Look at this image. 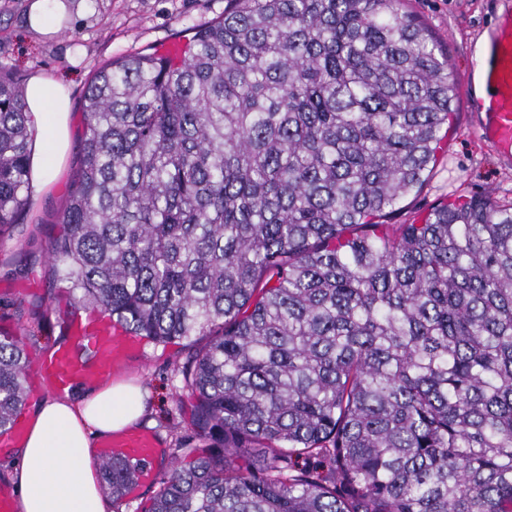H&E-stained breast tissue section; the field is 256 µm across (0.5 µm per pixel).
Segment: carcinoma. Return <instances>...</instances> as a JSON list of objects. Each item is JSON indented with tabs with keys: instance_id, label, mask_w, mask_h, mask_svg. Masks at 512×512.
<instances>
[{
	"instance_id": "carcinoma-1",
	"label": "carcinoma",
	"mask_w": 512,
	"mask_h": 512,
	"mask_svg": "<svg viewBox=\"0 0 512 512\" xmlns=\"http://www.w3.org/2000/svg\"><path fill=\"white\" fill-rule=\"evenodd\" d=\"M403 2L230 0L182 61L90 82L48 279L184 344L188 425L224 448L177 457L143 512H512V203L383 223L457 102ZM32 141L0 71V236L29 206ZM29 362L0 330V429ZM103 469L122 501L128 466Z\"/></svg>"
}]
</instances>
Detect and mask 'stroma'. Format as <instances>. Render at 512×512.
I'll return each instance as SVG.
<instances>
[{
    "label": "stroma",
    "instance_id": "35a3bbf8",
    "mask_svg": "<svg viewBox=\"0 0 512 512\" xmlns=\"http://www.w3.org/2000/svg\"><path fill=\"white\" fill-rule=\"evenodd\" d=\"M29 0H0V69L27 80L43 71L70 90L69 146L55 181L34 198L20 224L0 236V327L29 344L32 355L51 352L52 336L75 309L64 289L50 287L46 257L50 238L80 166L85 124L83 97L93 74L110 61L161 51L196 25L219 19L227 0H84L59 36L46 38L29 30ZM512 0H406L448 52L459 101L447 149L431 169L420 192L406 197L393 221L408 224L443 198L491 195L512 202V162H504L476 135L478 117L466 108L464 95L475 72L478 40ZM180 345L144 342L141 353L115 369V377L135 379L147 410L141 428L158 437L166 455L187 436L188 399L177 364Z\"/></svg>",
    "mask_w": 512,
    "mask_h": 512
}]
</instances>
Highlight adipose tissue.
<instances>
[{"label": "adipose tissue", "instance_id": "adipose-tissue-1", "mask_svg": "<svg viewBox=\"0 0 512 512\" xmlns=\"http://www.w3.org/2000/svg\"><path fill=\"white\" fill-rule=\"evenodd\" d=\"M25 102L39 123L32 146L33 193L53 180L68 144V87L37 71ZM146 405L135 380H108L50 395L35 404L18 461L9 473L16 512H112L100 489L95 443L139 422Z\"/></svg>", "mask_w": 512, "mask_h": 512}]
</instances>
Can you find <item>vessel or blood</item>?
<instances>
[{
	"label": "vessel or blood",
	"mask_w": 512,
	"mask_h": 512,
	"mask_svg": "<svg viewBox=\"0 0 512 512\" xmlns=\"http://www.w3.org/2000/svg\"><path fill=\"white\" fill-rule=\"evenodd\" d=\"M477 70L487 94L467 97L468 109L479 112L477 135L504 153L512 152V12L495 21L486 42L478 49ZM67 338L48 355L38 357L28 369L31 394L49 388L63 393L77 384H94L137 355L140 343L121 332L118 323L101 312L74 313L65 320ZM103 461L122 460L133 467L124 488L126 498L139 496L153 486L162 468V450L151 432L130 428L99 446Z\"/></svg>",
	"instance_id": "obj_1"
}]
</instances>
